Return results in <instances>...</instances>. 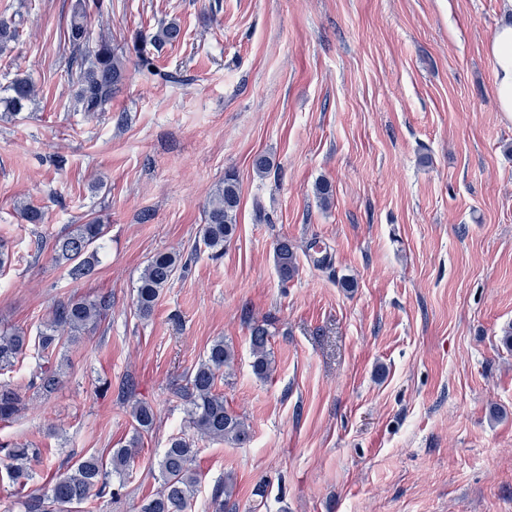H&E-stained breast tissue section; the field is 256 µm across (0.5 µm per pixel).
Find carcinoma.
Listing matches in <instances>:
<instances>
[{
	"label": "carcinoma",
	"instance_id": "1",
	"mask_svg": "<svg viewBox=\"0 0 512 512\" xmlns=\"http://www.w3.org/2000/svg\"><path fill=\"white\" fill-rule=\"evenodd\" d=\"M87 3H78L68 32L69 51L65 57V73L76 85L75 103L82 112H105L112 96L122 84L127 66L126 56L116 52L108 40L89 45L86 27ZM181 37V27L175 22L161 26L149 37L135 41L136 65L149 74L155 73L154 58L147 46L171 44ZM35 89L29 77H17L9 86L5 107L21 112L31 101ZM240 189L235 173L224 174V182L208 200L207 224L201 228L202 241L211 255L224 252L236 229L240 207ZM105 236V225L94 221L70 224L54 237V259L65 267L73 283L89 279L95 273L97 251ZM277 272L287 281L298 272L295 248L288 240H280L274 247ZM179 265V255L163 252L154 255L145 266L136 288L135 308L141 318L152 315L162 290L168 285ZM112 308V296L98 295L92 299L70 296L57 301L49 318L43 322L35 340L21 332L0 334V371L11 369L29 347H34L43 364L32 376L30 388L48 396L63 382L64 373L50 363L63 340L77 341L79 334ZM267 324L253 321L249 324L252 371L259 379L267 378L272 370L268 349ZM235 353L220 339L207 350L205 358L187 376V383L175 389L174 394L186 403L189 428L193 434H182L168 440L158 463L160 490L144 502L140 512H191L192 500L200 484L195 461V438L245 445L252 438L250 427L224 405V395L216 392L220 372L233 366ZM25 409L24 396L12 385L0 384V421L16 419ZM133 434L128 444L112 449L110 462L88 454L70 458L55 474L47 492L30 494L22 501L23 512H72L75 505L95 509V501L106 496L116 499L125 489L123 477L133 467L137 448L143 434L150 432L156 422L153 407L144 402L130 406ZM41 449L16 447L10 450L8 465L10 477L18 486H25L33 478L34 464L40 462ZM233 481L224 477L212 491L214 512H234L230 505Z\"/></svg>",
	"mask_w": 512,
	"mask_h": 512
}]
</instances>
